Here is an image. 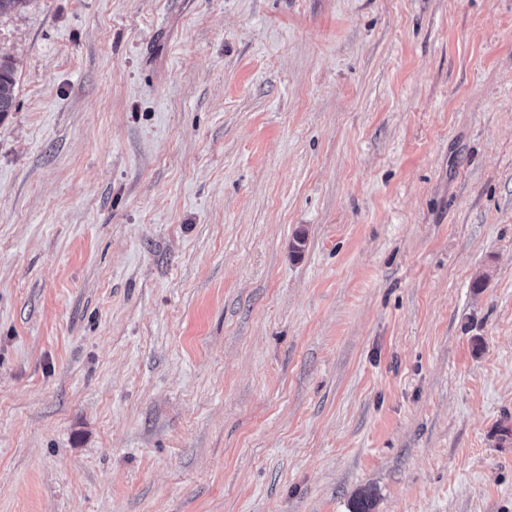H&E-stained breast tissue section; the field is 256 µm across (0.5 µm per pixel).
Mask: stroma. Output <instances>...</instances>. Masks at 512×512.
<instances>
[{
	"label": "stroma",
	"instance_id": "stroma-1",
	"mask_svg": "<svg viewBox=\"0 0 512 512\" xmlns=\"http://www.w3.org/2000/svg\"><path fill=\"white\" fill-rule=\"evenodd\" d=\"M1 56L0 512H512V0H27ZM14 88L15 74L12 62L7 58L0 59V119L13 109Z\"/></svg>",
	"mask_w": 512,
	"mask_h": 512
}]
</instances>
